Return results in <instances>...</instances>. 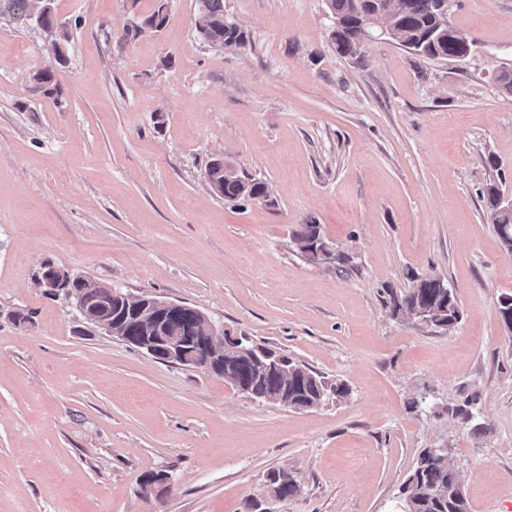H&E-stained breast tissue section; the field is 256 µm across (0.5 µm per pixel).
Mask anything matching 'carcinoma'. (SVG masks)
Masks as SVG:
<instances>
[{"instance_id": "cac0c4a2", "label": "carcinoma", "mask_w": 512, "mask_h": 512, "mask_svg": "<svg viewBox=\"0 0 512 512\" xmlns=\"http://www.w3.org/2000/svg\"><path fill=\"white\" fill-rule=\"evenodd\" d=\"M327 7L340 27L330 33L331 42L340 57L359 66L364 64V50L356 49L361 23L370 14L382 15L385 25L391 30L388 41L410 54L423 59L448 60L472 48L475 41L454 29L447 20L448 0H326ZM30 23L47 31L57 64L66 62V47L71 37L69 24L61 21L51 0H0V16ZM167 20V4L161 3L142 22L129 30L137 35L145 29L160 30ZM195 30L200 40L218 41L226 50H237L247 45V32L236 21L229 18L224 9V0H196ZM34 79L47 94L62 93L59 83L54 81V72L45 69L34 75ZM205 180L216 187L219 196L227 202L261 199L268 196V185L257 179L241 175L230 163L222 159L211 161L206 167ZM501 193L498 184L490 183L481 192L486 214L501 243L512 241V215L495 214L496 196ZM321 235V228L310 222L300 225L294 233V242L300 255L307 261L301 243ZM423 279H416L412 290L394 300L395 308L416 307L420 304L451 302L448 318L437 327L448 331L461 321V309L457 300H448L450 289L426 288ZM295 369L288 379V393L294 397L289 408L305 410L304 401L312 394L327 391L325 378L311 368L296 361ZM239 390L259 399L265 392L276 390L283 384L281 376L269 372L256 374L247 360H240L234 367ZM404 512H465L467 501L460 478L451 462L429 450L420 453L416 466L403 482L401 488Z\"/></svg>"}]
</instances>
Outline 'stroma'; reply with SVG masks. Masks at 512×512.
I'll use <instances>...</instances> for the list:
<instances>
[{
  "mask_svg": "<svg viewBox=\"0 0 512 512\" xmlns=\"http://www.w3.org/2000/svg\"><path fill=\"white\" fill-rule=\"evenodd\" d=\"M224 5L245 49L200 43L195 0L134 38L158 0H55L60 68L38 28L0 18V512H401L427 448L470 512H512V255L480 195L512 194V97L490 79L512 68V0H450L466 61L379 39L361 66L336 55L325 0ZM49 67L62 96L34 79ZM217 157L268 197L214 194ZM306 222L335 262L297 254ZM47 265L193 305L347 392L292 410L156 361L47 295ZM426 276L457 298L452 331L393 309ZM469 396L468 424L448 409Z\"/></svg>",
  "mask_w": 512,
  "mask_h": 512,
  "instance_id": "1",
  "label": "stroma"
}]
</instances>
